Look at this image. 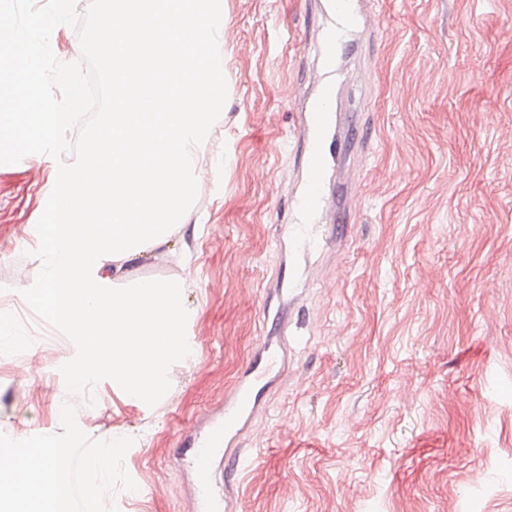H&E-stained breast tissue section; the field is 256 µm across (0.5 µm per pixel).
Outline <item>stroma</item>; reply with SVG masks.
<instances>
[{"mask_svg":"<svg viewBox=\"0 0 512 512\" xmlns=\"http://www.w3.org/2000/svg\"><path fill=\"white\" fill-rule=\"evenodd\" d=\"M227 0L223 151L195 231L139 277L180 275L190 354L155 406L98 382L68 395L50 325L23 298L56 161L0 164V433H124L137 488L117 512H190L179 437L241 381L259 337L288 363L255 428L237 512H512V0ZM336 41L335 59L323 48ZM331 104L322 201L305 115Z\"/></svg>","mask_w":512,"mask_h":512,"instance_id":"stroma-1","label":"stroma"}]
</instances>
